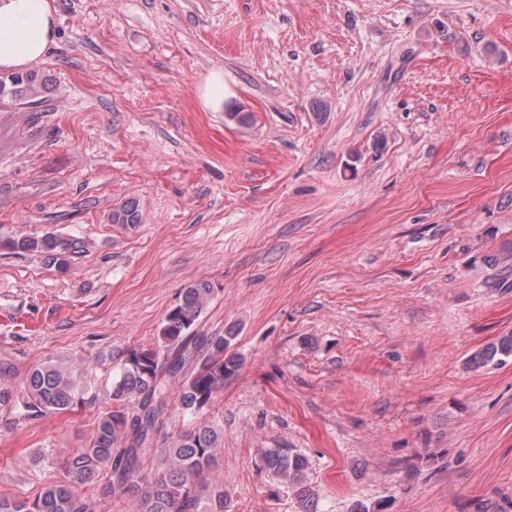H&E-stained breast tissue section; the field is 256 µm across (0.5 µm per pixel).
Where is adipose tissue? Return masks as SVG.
Returning <instances> with one entry per match:
<instances>
[{
  "mask_svg": "<svg viewBox=\"0 0 512 512\" xmlns=\"http://www.w3.org/2000/svg\"><path fill=\"white\" fill-rule=\"evenodd\" d=\"M54 32L50 0H0V70L42 60Z\"/></svg>",
  "mask_w": 512,
  "mask_h": 512,
  "instance_id": "ef3b65f1",
  "label": "adipose tissue"
}]
</instances>
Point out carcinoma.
Returning a JSON list of instances; mask_svg holds the SVG:
<instances>
[{
	"label": "carcinoma",
	"instance_id": "carcinoma-1",
	"mask_svg": "<svg viewBox=\"0 0 512 512\" xmlns=\"http://www.w3.org/2000/svg\"><path fill=\"white\" fill-rule=\"evenodd\" d=\"M42 85L35 72L0 75V103L34 98ZM141 222L133 201L112 210V223L130 229ZM20 252L48 253L67 266L66 254L77 243L52 233L21 236L5 243ZM212 289L206 283L182 289L181 300L165 316L156 343L129 348L120 355L111 384L99 393L85 372L60 361L35 366L23 388L0 387V412L20 420L64 413L103 398L108 407L98 416L91 437L66 462V475L45 485L32 501L0 497V512H98L99 502L79 490L102 486L107 496H129L135 512H228L224 480L216 472L222 428L206 410L233 377L242 358L229 351L235 336H196L192 327ZM512 361V333L475 353L470 368L479 370ZM196 418L175 435L159 436L158 424L169 406ZM148 459L156 461L145 469ZM264 466L291 491L299 512H317L318 492L307 478L308 461L290 448H265Z\"/></svg>",
	"mask_w": 512,
	"mask_h": 512
}]
</instances>
